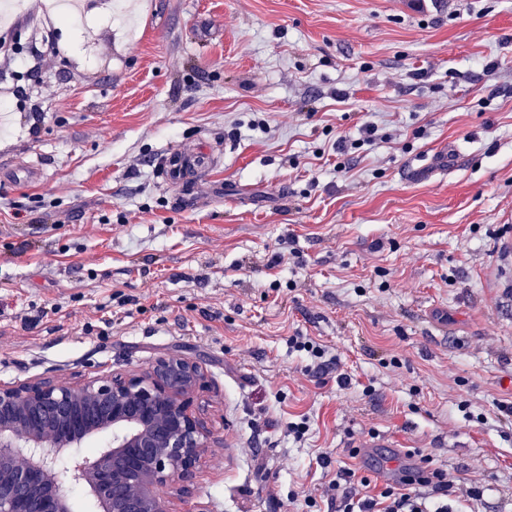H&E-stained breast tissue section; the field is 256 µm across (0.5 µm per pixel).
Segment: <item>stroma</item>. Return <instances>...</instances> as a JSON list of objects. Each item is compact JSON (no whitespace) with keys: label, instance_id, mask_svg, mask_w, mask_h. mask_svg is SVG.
<instances>
[{"label":"stroma","instance_id":"1","mask_svg":"<svg viewBox=\"0 0 512 512\" xmlns=\"http://www.w3.org/2000/svg\"><path fill=\"white\" fill-rule=\"evenodd\" d=\"M86 2L47 51L24 0L0 62V172L39 168L0 180V382L200 362L176 512H336L408 448L454 512H512V0ZM203 148L187 209L161 165Z\"/></svg>","mask_w":512,"mask_h":512}]
</instances>
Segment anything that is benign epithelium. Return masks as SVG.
<instances>
[{"label":"benign epithelium","instance_id":"7a95c632","mask_svg":"<svg viewBox=\"0 0 512 512\" xmlns=\"http://www.w3.org/2000/svg\"><path fill=\"white\" fill-rule=\"evenodd\" d=\"M203 367L182 355L74 383H0V512H72L68 481L96 512H173L171 491L212 448L194 408ZM108 435L95 453L90 437Z\"/></svg>","mask_w":512,"mask_h":512}]
</instances>
